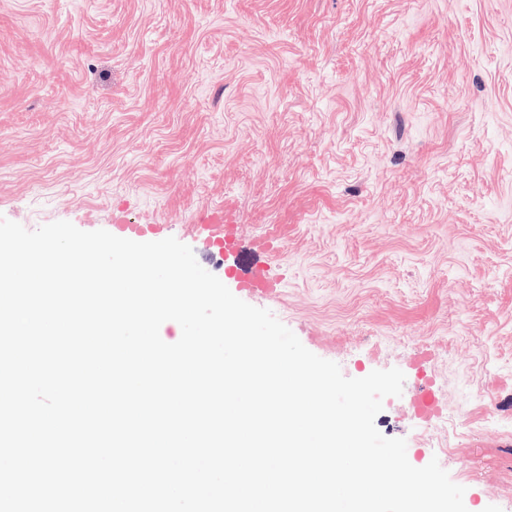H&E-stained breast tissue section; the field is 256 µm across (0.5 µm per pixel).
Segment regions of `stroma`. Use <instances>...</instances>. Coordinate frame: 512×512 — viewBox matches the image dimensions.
Returning <instances> with one entry per match:
<instances>
[{
    "label": "stroma",
    "mask_w": 512,
    "mask_h": 512,
    "mask_svg": "<svg viewBox=\"0 0 512 512\" xmlns=\"http://www.w3.org/2000/svg\"><path fill=\"white\" fill-rule=\"evenodd\" d=\"M227 204L280 283L244 302L400 369L378 431L512 512V0H0L1 217L162 224L220 278ZM234 217L227 206L211 212L202 224H194L198 234L205 237L210 247L218 255L224 256L233 251L240 224H233Z\"/></svg>",
    "instance_id": "obj_1"
}]
</instances>
